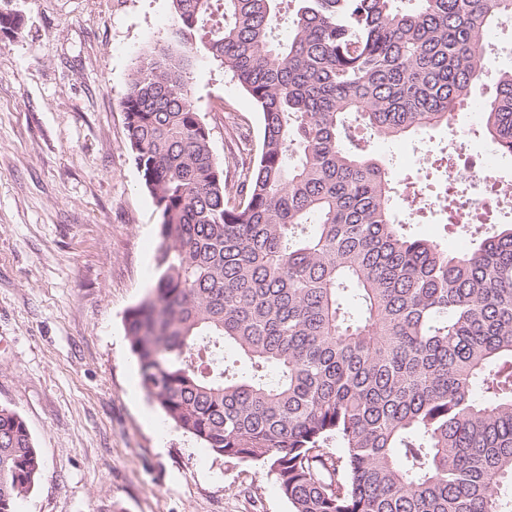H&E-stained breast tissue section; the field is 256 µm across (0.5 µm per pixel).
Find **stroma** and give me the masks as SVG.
Masks as SVG:
<instances>
[{"mask_svg":"<svg viewBox=\"0 0 512 512\" xmlns=\"http://www.w3.org/2000/svg\"><path fill=\"white\" fill-rule=\"evenodd\" d=\"M0 406L25 419L42 460L16 512H291L268 467L214 454L164 420L139 382L127 311L154 288L161 216L130 160L122 101L131 61L166 45L170 0H0ZM214 155L257 154L261 120L231 74L187 68ZM244 136L232 137L235 125ZM453 127L376 140L396 181L429 168ZM412 234L471 251L442 216Z\"/></svg>","mask_w":512,"mask_h":512,"instance_id":"obj_1","label":"stroma"}]
</instances>
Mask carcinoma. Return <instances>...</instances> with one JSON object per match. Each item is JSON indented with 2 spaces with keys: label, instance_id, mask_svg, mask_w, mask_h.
<instances>
[{
  "label": "carcinoma",
  "instance_id": "obj_1",
  "mask_svg": "<svg viewBox=\"0 0 512 512\" xmlns=\"http://www.w3.org/2000/svg\"><path fill=\"white\" fill-rule=\"evenodd\" d=\"M171 6L170 44L133 60L123 100L162 218L156 285L125 318L143 391L214 454L269 465L292 512H512V227L463 255L410 235L400 184L356 133L451 125L512 0ZM19 25L0 10L1 34ZM195 57L261 116L231 185L191 101ZM482 120L511 156L512 70ZM40 468L0 406V512Z\"/></svg>",
  "mask_w": 512,
  "mask_h": 512
}]
</instances>
